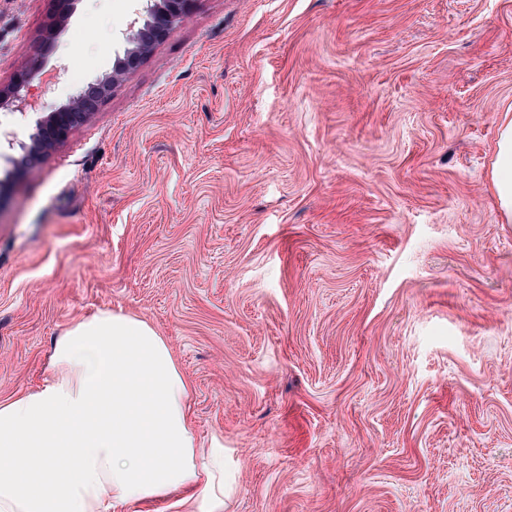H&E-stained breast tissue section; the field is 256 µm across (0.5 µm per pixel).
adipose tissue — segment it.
<instances>
[{
  "label": "adipose tissue",
  "mask_w": 512,
  "mask_h": 512,
  "mask_svg": "<svg viewBox=\"0 0 512 512\" xmlns=\"http://www.w3.org/2000/svg\"><path fill=\"white\" fill-rule=\"evenodd\" d=\"M491 186L512 221V113ZM54 375L0 402V512H116L176 497L182 512H224V448L202 450L190 385L147 322L101 310L55 343Z\"/></svg>",
  "instance_id": "ef3b65f1"
}]
</instances>
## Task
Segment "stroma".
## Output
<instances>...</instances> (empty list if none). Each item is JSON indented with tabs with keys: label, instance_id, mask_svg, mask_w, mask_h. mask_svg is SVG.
<instances>
[{
	"label": "stroma",
	"instance_id": "obj_1",
	"mask_svg": "<svg viewBox=\"0 0 512 512\" xmlns=\"http://www.w3.org/2000/svg\"><path fill=\"white\" fill-rule=\"evenodd\" d=\"M144 0H0V87L111 74ZM512 0H197L0 168V401L108 309L171 348L225 512H512ZM110 83L109 79L100 82L88 92L79 93L67 104L41 118L30 137L29 144H16L13 137L0 135V158L14 161L11 152L16 149V146L23 151L25 157L38 156L47 146L64 140L74 127L82 124L91 115L89 111L94 100L91 97L92 92L95 91L97 96L102 95L109 89ZM491 186L503 217L512 221V113L504 112L494 154Z\"/></svg>",
	"mask_w": 512,
	"mask_h": 512
}]
</instances>
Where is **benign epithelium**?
Instances as JSON below:
<instances>
[{
	"label": "benign epithelium",
	"instance_id": "obj_1",
	"mask_svg": "<svg viewBox=\"0 0 512 512\" xmlns=\"http://www.w3.org/2000/svg\"><path fill=\"white\" fill-rule=\"evenodd\" d=\"M196 0H146L143 23H131L127 36L128 47L123 58L118 60L112 79L100 82L93 91L104 94L110 83L117 82L119 76L135 69L151 46L158 40L166 38L176 25L189 16ZM31 69L17 72L11 86L0 89V108L24 114L37 108V102L27 91L28 83L34 79ZM91 91V92H93ZM91 92H81L67 104L41 118L30 143H16L8 135H0V158L12 159V151L20 149L24 156H37L47 146L65 139L70 131L82 124L91 115L93 104Z\"/></svg>",
	"mask_w": 512,
	"mask_h": 512
}]
</instances>
